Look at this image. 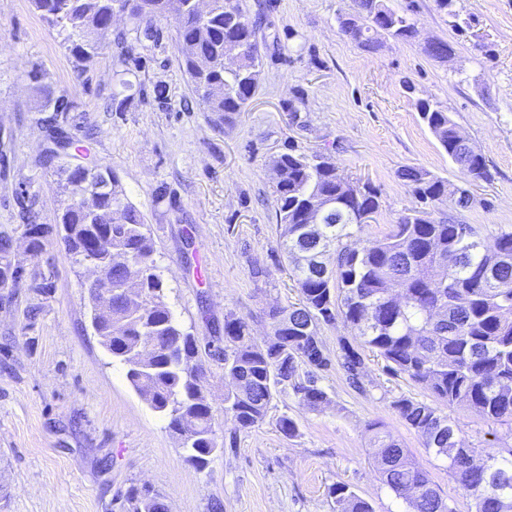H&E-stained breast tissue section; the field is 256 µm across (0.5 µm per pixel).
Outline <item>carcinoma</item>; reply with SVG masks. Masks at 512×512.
I'll return each instance as SVG.
<instances>
[{"mask_svg": "<svg viewBox=\"0 0 512 512\" xmlns=\"http://www.w3.org/2000/svg\"><path fill=\"white\" fill-rule=\"evenodd\" d=\"M47 23L66 33L69 50L79 64L101 51L94 35L109 29L112 17L124 14L138 42L156 39L153 20L176 17L175 44L180 67L203 110L231 122L257 94L262 71L257 27L236 0H209L201 15L196 0H30ZM340 31L362 49L375 52L379 36L409 42L418 37L412 20L388 0H354L350 13L337 16ZM423 52L445 61L448 43L426 42ZM416 109L466 182L490 179L483 156H474L457 135L448 110L420 99ZM40 111L65 115L80 127L78 106L46 91ZM278 173L273 186L281 251L292 266L300 302L270 310L272 335L287 344L273 350L272 340L257 341L249 324L224 316V417L240 430L265 422L272 401L291 393L303 406L320 410L331 403L320 384L321 370L332 364L319 336L323 325L340 319L352 338L340 339L336 363L353 388L366 391L363 352L377 354L390 370L408 376L431 391L436 404L400 398L392 402L421 439L423 447L448 461V474L472 498L474 512H512V444L477 448L440 406L465 407L493 422L512 421V231L502 230L488 244L469 224H460L435 207L473 203L469 190L418 167L399 177L410 187L418 206L401 215L393 229L359 247L352 241L363 224L360 214L377 213V191L368 183L338 174L320 154L286 153L272 160ZM67 195L58 221L69 225L68 251L74 261L80 247L99 235L112 236V253L125 254L128 265L112 269V318L96 323L98 336L112 356L127 366V378L139 396L169 418L173 433H193L186 460L204 469L215 433L214 419L193 359V336L176 322L163 294V281L152 259L153 241L144 217L128 202L117 178L104 180L84 168L61 162ZM96 195L87 211L80 197ZM326 206L323 235L333 243L334 264L325 271L318 255L321 241L303 232L305 210ZM51 232L49 224L26 225L37 250ZM13 240L0 235V272L17 281L9 256ZM156 340L151 357L137 359L140 343ZM307 370L299 372V365ZM370 444L384 484L406 504V512H450L427 472L379 423L369 425ZM336 512H373L349 486L332 488ZM130 512H164L154 495L131 488Z\"/></svg>", "mask_w": 512, "mask_h": 512, "instance_id": "1", "label": "carcinoma"}]
</instances>
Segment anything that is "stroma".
<instances>
[{
	"label": "stroma",
	"mask_w": 512,
	"mask_h": 512,
	"mask_svg": "<svg viewBox=\"0 0 512 512\" xmlns=\"http://www.w3.org/2000/svg\"><path fill=\"white\" fill-rule=\"evenodd\" d=\"M239 3L264 16V64L258 94L225 124L192 95L173 18L155 21L159 42L139 43L132 23L117 17L101 53L80 66L65 32L29 0H0V232L13 238L10 259L25 270L18 286L0 289V512H125L133 486L158 493L169 512H213L216 503L223 512H336L330 490L339 482L373 512H404L374 463L372 422L408 449L454 512H472L446 461L423 448L391 406L403 396L430 403L432 393L382 359L364 355L366 392L335 366L321 379L330 407L312 411L278 396L266 422L243 431L224 416L218 351L225 314L245 318L262 340L267 310L299 299L279 247L269 166L278 155L321 152L339 173L374 186L380 208L356 236L366 243L415 204L400 169L466 184L415 108L430 99L448 110L491 173L469 186L471 207L448 204L445 212L488 242L512 230V0H454L450 14L435 0H394L410 6L419 36L383 38L375 53L338 29L336 17L352 11V0ZM457 17L472 20L471 31L459 32ZM430 39L451 46L448 61L424 55ZM127 53L138 64L124 63ZM35 70L41 81L31 80ZM44 84L85 117L70 131L80 145L70 166L110 167L150 229L166 301L198 346L195 363L222 446L205 469L186 461L167 417L101 345L83 287L86 265L55 233L43 255L25 250V212L52 225L61 206L49 133L38 122ZM256 268L263 277L253 276ZM284 414L297 423L296 437L279 432ZM448 415L476 447L495 445L507 431L461 407Z\"/></svg>",
	"instance_id": "35a3bbf8"
}]
</instances>
